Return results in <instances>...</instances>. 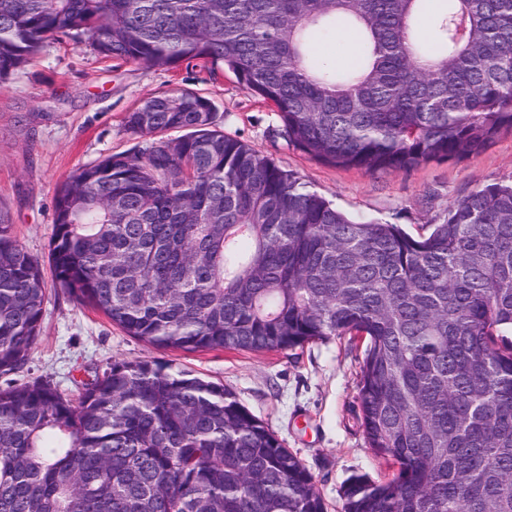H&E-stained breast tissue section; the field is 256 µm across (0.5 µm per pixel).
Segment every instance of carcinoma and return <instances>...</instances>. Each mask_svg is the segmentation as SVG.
<instances>
[{
  "label": "carcinoma",
  "mask_w": 512,
  "mask_h": 512,
  "mask_svg": "<svg viewBox=\"0 0 512 512\" xmlns=\"http://www.w3.org/2000/svg\"><path fill=\"white\" fill-rule=\"evenodd\" d=\"M360 40L344 70L321 33ZM149 69H224L325 164L407 171L512 132V0H0V80L49 40ZM180 136L59 188L55 287L163 349L366 340L364 437L395 467L354 477L343 512H512V183L456 200L428 234L354 221L219 129L189 90L125 117ZM47 302L40 261L0 216V374ZM0 512H327L297 454L222 385L115 361L73 400L0 388ZM347 37L350 41L352 52L349 59L343 58L342 38ZM358 42L351 32L336 31L328 36H320L316 42V49L322 59L327 61L331 66L336 68H344L348 66L357 56ZM337 58H341L338 61Z\"/></svg>",
  "instance_id": "1"
}]
</instances>
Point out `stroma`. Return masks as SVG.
I'll return each mask as SVG.
<instances>
[{
    "label": "stroma",
    "mask_w": 512,
    "mask_h": 512,
    "mask_svg": "<svg viewBox=\"0 0 512 512\" xmlns=\"http://www.w3.org/2000/svg\"><path fill=\"white\" fill-rule=\"evenodd\" d=\"M191 90L208 97L217 123L292 171L347 214L427 233L448 207L478 186L512 181V133L485 151L410 171L367 173L321 163L288 145L274 109L229 72L194 65L153 70L106 62L88 46L49 41L22 71L0 82V213L19 243L47 261L59 187L101 157L145 146L123 118L149 94ZM364 343L341 336L293 351L170 350L126 335L99 311L49 288L41 331L27 364L0 374V387L48 380L70 398L116 361L154 360L233 391L312 474L328 512H341L349 478L383 480L389 465L369 447L358 420Z\"/></svg>",
    "instance_id": "1"
}]
</instances>
